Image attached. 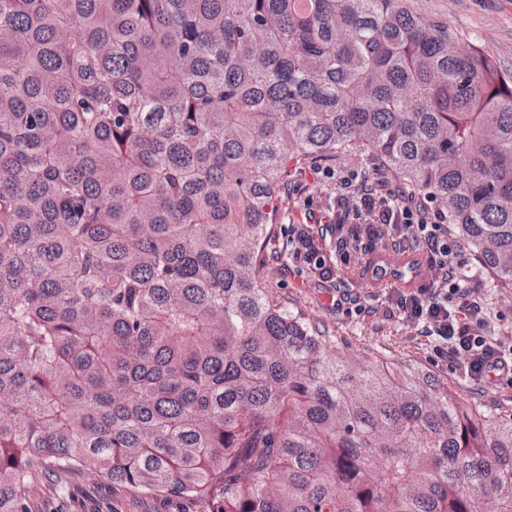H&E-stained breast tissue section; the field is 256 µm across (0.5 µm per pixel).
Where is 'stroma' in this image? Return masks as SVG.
Returning a JSON list of instances; mask_svg holds the SVG:
<instances>
[{"mask_svg": "<svg viewBox=\"0 0 512 512\" xmlns=\"http://www.w3.org/2000/svg\"><path fill=\"white\" fill-rule=\"evenodd\" d=\"M408 8L420 17L443 23L456 32L462 45H475L490 55L503 72L512 73V0H406ZM355 173L370 183L397 188L398 182L375 158L365 155H338L335 161L313 160L294 171L282 196L283 223L280 240H287L290 224L300 222L304 201H312L317 214L327 223L336 221V175ZM340 245L336 231H328L320 249L328 267L334 268L331 280L322 279L296 256L274 257L267 275L276 291L292 309L324 324L341 347L360 361L387 363L398 374H430L447 383L456 397L479 405L512 412V387L490 382L474 384L465 375L461 359L435 350L433 338L398 312L389 309L386 289L369 287L356 278L366 268L375 250L367 239H359L351 262L336 265ZM345 298L342 307L331 304L333 296ZM475 299L486 306L493 318L496 334L512 339V290L495 287L488 276L474 285ZM65 495L44 493L39 499L41 512H166L162 502L130 494L94 480L88 473L58 476Z\"/></svg>", "mask_w": 512, "mask_h": 512, "instance_id": "obj_1", "label": "stroma"}]
</instances>
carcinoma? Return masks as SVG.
<instances>
[{
  "label": "carcinoma",
  "mask_w": 512,
  "mask_h": 512,
  "mask_svg": "<svg viewBox=\"0 0 512 512\" xmlns=\"http://www.w3.org/2000/svg\"><path fill=\"white\" fill-rule=\"evenodd\" d=\"M404 0H0V512L49 464L204 512H512V413L261 276L368 153L512 288V75Z\"/></svg>",
  "instance_id": "carcinoma-1"
}]
</instances>
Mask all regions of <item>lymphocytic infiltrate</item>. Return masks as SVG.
Returning <instances> with one entry per match:
<instances>
[{"mask_svg":"<svg viewBox=\"0 0 512 512\" xmlns=\"http://www.w3.org/2000/svg\"><path fill=\"white\" fill-rule=\"evenodd\" d=\"M356 180L352 173L337 178L338 204L364 221L366 237L376 239L387 229L400 241L425 246L444 273L441 287L430 294L392 290L391 306L410 322L430 329L437 350L461 358L472 381L479 383L494 374L512 385V346L503 347L487 336L488 318L471 298L469 275L452 261L458 244L449 239L442 215L424 204L405 201L390 189L375 193L360 188Z\"/></svg>","mask_w":512,"mask_h":512,"instance_id":"1","label":"lymphocytic infiltrate"}]
</instances>
